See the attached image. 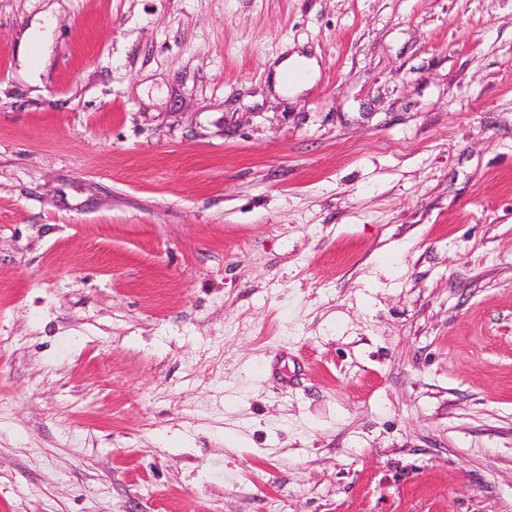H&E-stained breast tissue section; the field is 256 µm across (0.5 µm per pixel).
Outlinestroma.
Wrapping results in <instances>:
<instances>
[{
	"label": "stroma",
	"mask_w": 512,
	"mask_h": 512,
	"mask_svg": "<svg viewBox=\"0 0 512 512\" xmlns=\"http://www.w3.org/2000/svg\"><path fill=\"white\" fill-rule=\"evenodd\" d=\"M0 512H512V0H0ZM45 14L41 18V22L31 25L23 36L22 52L20 55V72L23 76L31 80H37L39 73L48 59L51 45V28ZM37 47L39 54L37 58L32 55V48ZM288 72L298 73L302 76V79L294 83H286L284 81V77L288 74ZM276 73L279 85L281 87L285 89L291 87L292 90H296L313 83L318 75V70L313 60H309L304 56L294 54L293 56L288 57L277 65Z\"/></svg>",
	"instance_id": "obj_1"
}]
</instances>
